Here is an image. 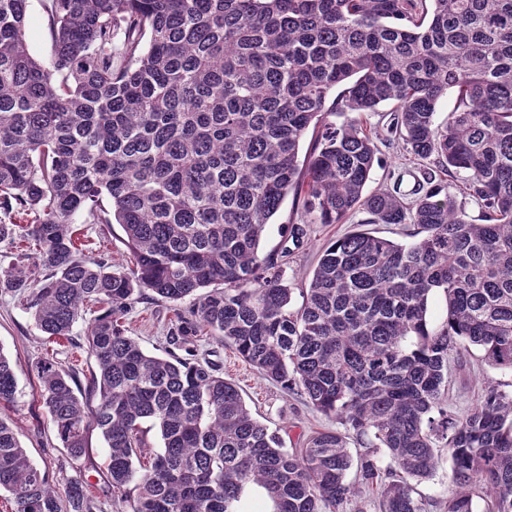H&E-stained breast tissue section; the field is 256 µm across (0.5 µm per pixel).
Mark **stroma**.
<instances>
[{
    "label": "stroma",
    "mask_w": 512,
    "mask_h": 512,
    "mask_svg": "<svg viewBox=\"0 0 512 512\" xmlns=\"http://www.w3.org/2000/svg\"><path fill=\"white\" fill-rule=\"evenodd\" d=\"M392 111L385 104L378 111L362 114L364 126L377 136L379 163L369 191L392 186L398 172L419 171L420 163L401 145L388 144L387 124ZM360 213L351 214L342 224H310L306 226V242L288 258L283 279L288 287L301 290L307 286L317 263L318 252L326 243L361 228ZM82 230L92 251H105L113 267L129 266L132 256L124 243L122 228L116 224H86ZM174 318L168 302L144 299L126 316L129 335L139 339L149 353L161 355L168 349L167 331ZM198 359L219 364L226 380L236 384L255 416L277 429L286 447L297 446L299 438L318 431L339 429L336 418L312 409L300 396L289 394L262 378L236 350L216 339L204 336L195 345ZM0 350L12 362L17 379V398L8 414L18 437L32 462L46 471L57 488H65L70 479L87 480L101 502L103 512H120L117 496L109 485L105 465L106 448L100 434L91 437V448L80 461H71L54 436L38 402L39 383L34 371L36 361L51 356L63 366L72 367L79 376H88L95 360L86 348L67 342L52 343L41 333L31 316L11 294L0 293ZM502 373L486 363L481 351L468 347L461 355L452 356L448 364V405L456 414H465L481 398L482 386L502 380Z\"/></svg>",
    "instance_id": "35a3bbf8"
}]
</instances>
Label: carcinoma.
<instances>
[{"mask_svg": "<svg viewBox=\"0 0 512 512\" xmlns=\"http://www.w3.org/2000/svg\"><path fill=\"white\" fill-rule=\"evenodd\" d=\"M27 8L0 0V210L19 218L0 222L15 258L0 292L53 340L73 341L99 307L86 395L46 360L39 403L74 460L99 432L121 512H239L248 484L276 512H428L411 481L434 474L439 448L444 512H477L478 499L512 512V381L485 383L462 416L445 405L449 359L468 344L512 376V0H43L47 61L28 50ZM384 103L389 140L426 162L411 200L398 181L365 192L378 146L346 114ZM438 172L466 174L480 223ZM289 196L314 223L361 212L418 239L327 243L295 308L283 263L260 251ZM80 216L120 225L132 266L86 256ZM305 236L288 225L281 257ZM437 291L448 310L434 326ZM149 294L189 302L168 331L186 356L153 355L124 328ZM204 334L345 433L283 447L193 357ZM16 394L0 349V493L15 512H100L83 480L61 494L31 462L7 414ZM146 422L161 448L141 471Z\"/></svg>", "mask_w": 512, "mask_h": 512, "instance_id": "carcinoma-1", "label": "carcinoma"}]
</instances>
